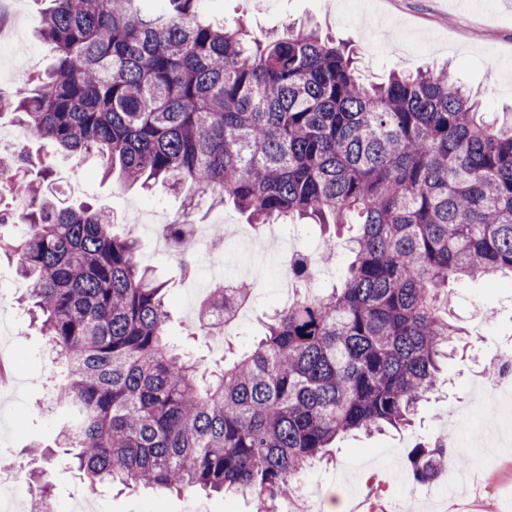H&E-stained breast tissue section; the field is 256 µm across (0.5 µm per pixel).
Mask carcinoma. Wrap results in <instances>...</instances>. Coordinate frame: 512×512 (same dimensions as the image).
<instances>
[{
    "label": "carcinoma",
    "mask_w": 512,
    "mask_h": 512,
    "mask_svg": "<svg viewBox=\"0 0 512 512\" xmlns=\"http://www.w3.org/2000/svg\"><path fill=\"white\" fill-rule=\"evenodd\" d=\"M213 0H48L39 35L56 64L12 100L14 121L104 175L189 187L251 224L307 220L341 230L340 286L304 288L273 311L257 346L216 370L170 347L166 285L138 259L133 227L59 199L51 166L0 150V251L16 259L62 368L56 441L90 485L283 490L336 438L411 424L442 384L459 328L448 283L512 273V128L483 119L448 70L366 86L345 47L217 21ZM211 289L200 314L224 306ZM446 445L410 455L411 486L434 480ZM40 512L53 503L29 476Z\"/></svg>",
    "instance_id": "obj_1"
}]
</instances>
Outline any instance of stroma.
Wrapping results in <instances>:
<instances>
[{"mask_svg":"<svg viewBox=\"0 0 512 512\" xmlns=\"http://www.w3.org/2000/svg\"><path fill=\"white\" fill-rule=\"evenodd\" d=\"M41 8L40 0H0V45L12 49L0 56L1 92L21 89L50 63L48 47L37 35ZM216 11L257 32L273 29L284 35L315 27L349 42L367 83L383 82L406 68L449 66L460 83L479 93L485 111L500 114L512 108V0H481L476 11L464 9L460 0H218ZM39 152L54 170L67 175L74 197L110 209L117 222H137L139 257L167 284L172 344L189 347L204 367L252 347L267 314L280 301L277 289L268 284L254 289L250 318L237 335L217 344L187 333L195 317L193 289L208 290L215 277L232 273L233 265L195 249L191 256L196 276L183 277L180 255L167 248L161 233L164 218L179 211V197L160 185L146 192L102 178L98 160L78 164L47 143ZM450 291L451 313L466 334L448 361L442 386L410 426L350 436L326 448L305 473L317 496L354 498L363 512H512V440L497 414L481 415L482 435L494 438L498 448L495 463L479 471L474 489L449 495L444 469L428 485L414 490L408 486L409 454L416 445L445 439L452 457H479L478 449L462 452L451 443L456 414L477 405L481 391L476 374L512 341V277L464 280ZM24 292L14 259L1 255L0 459H10L14 467L0 470V481L12 485L22 504L30 502L26 474L34 470L41 472L57 503L68 506L77 500L94 512H192L198 503L208 512H255L257 499L249 493L206 496L195 490L90 488L69 457L53 445L48 382L60 369L20 304Z\"/></svg>","mask_w":512,"mask_h":512,"instance_id":"obj_1","label":"stroma"}]
</instances>
